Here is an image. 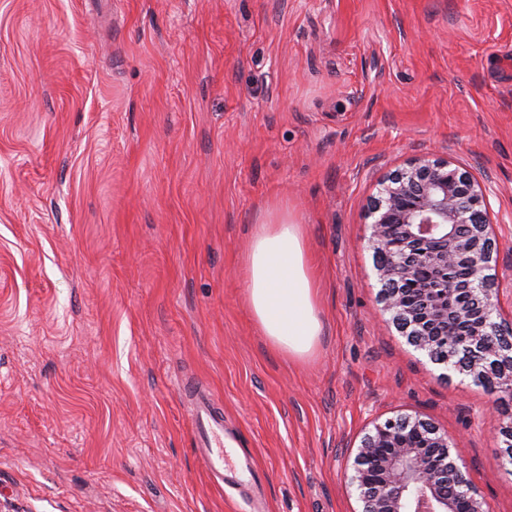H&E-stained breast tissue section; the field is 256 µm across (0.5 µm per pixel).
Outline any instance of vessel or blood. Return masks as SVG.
Wrapping results in <instances>:
<instances>
[{
    "mask_svg": "<svg viewBox=\"0 0 512 512\" xmlns=\"http://www.w3.org/2000/svg\"><path fill=\"white\" fill-rule=\"evenodd\" d=\"M183 392L192 401V419L197 432V449L210 476L221 485L234 490L252 506L264 504L265 477L255 467L249 454L239 455L228 463L227 450L239 444L237 434L225 431L224 415L213 400L197 386L184 384Z\"/></svg>",
    "mask_w": 512,
    "mask_h": 512,
    "instance_id": "b4317fda",
    "label": "vessel or blood"
}]
</instances>
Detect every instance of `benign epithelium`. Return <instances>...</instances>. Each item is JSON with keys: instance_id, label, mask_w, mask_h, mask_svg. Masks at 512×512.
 I'll return each instance as SVG.
<instances>
[{"instance_id": "7a95c632", "label": "benign epithelium", "mask_w": 512, "mask_h": 512, "mask_svg": "<svg viewBox=\"0 0 512 512\" xmlns=\"http://www.w3.org/2000/svg\"><path fill=\"white\" fill-rule=\"evenodd\" d=\"M369 215L380 301L407 342L431 363L480 384L490 366L500 389L511 392L512 339L488 341L500 288L490 274L494 240L485 189L447 159H415L380 183ZM460 265L471 272L465 285L455 274ZM460 323L468 330L465 367L452 350L438 356ZM456 452L454 439L425 420L397 416L374 423L350 477L360 512H490L462 474Z\"/></svg>"}]
</instances>
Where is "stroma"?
Segmentation results:
<instances>
[{
	"mask_svg": "<svg viewBox=\"0 0 512 512\" xmlns=\"http://www.w3.org/2000/svg\"><path fill=\"white\" fill-rule=\"evenodd\" d=\"M424 156L486 188L512 285V0H0V502L249 512L197 454L188 380L269 512H359L357 448L398 415L512 512V392L432 364L379 300L368 204ZM284 219L319 280L302 359L241 278Z\"/></svg>",
	"mask_w": 512,
	"mask_h": 512,
	"instance_id": "stroma-1",
	"label": "stroma"
}]
</instances>
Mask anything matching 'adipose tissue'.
Wrapping results in <instances>:
<instances>
[{
  "label": "adipose tissue",
  "instance_id": "1",
  "mask_svg": "<svg viewBox=\"0 0 512 512\" xmlns=\"http://www.w3.org/2000/svg\"><path fill=\"white\" fill-rule=\"evenodd\" d=\"M243 273L248 306L263 336L288 356L311 354L322 322L315 268L302 225H256Z\"/></svg>",
  "mask_w": 512,
  "mask_h": 512
}]
</instances>
